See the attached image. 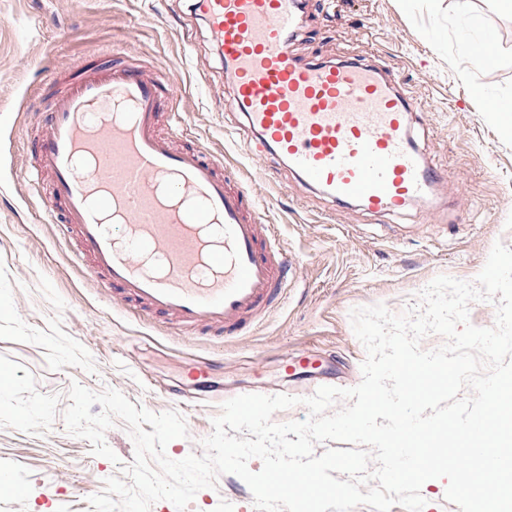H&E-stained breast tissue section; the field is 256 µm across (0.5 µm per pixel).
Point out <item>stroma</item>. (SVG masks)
I'll return each mask as SVG.
<instances>
[{"mask_svg": "<svg viewBox=\"0 0 512 512\" xmlns=\"http://www.w3.org/2000/svg\"><path fill=\"white\" fill-rule=\"evenodd\" d=\"M193 0H0V468L30 497L0 490V512H95L88 499L135 454L123 421L104 439L115 460L92 455L62 412L71 383L111 388L135 406L175 410L188 435L170 459L202 454L227 400L243 394L302 399L352 388L366 351L350 312L417 303L437 276L472 282L495 243L512 248V130L492 103H512V0H308L295 55L315 62L366 58L422 105L413 135L445 169L434 203L372 215L336 205L261 149L226 108L224 65ZM493 32V68L471 52ZM146 71L165 69L196 143L240 165L298 270L283 303L217 345L169 323L140 319L82 270L43 214L32 175L42 137L47 71L79 73L111 51ZM185 512H255L238 476L220 475Z\"/></svg>", "mask_w": 512, "mask_h": 512, "instance_id": "stroma-1", "label": "stroma"}]
</instances>
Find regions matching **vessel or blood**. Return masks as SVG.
I'll return each instance as SVG.
<instances>
[{"mask_svg": "<svg viewBox=\"0 0 512 512\" xmlns=\"http://www.w3.org/2000/svg\"><path fill=\"white\" fill-rule=\"evenodd\" d=\"M224 64L232 106L262 146L333 200L398 214L443 176L412 128L420 105L358 58L304 62L290 47L299 0H194ZM47 132L32 151L49 173L44 209L99 287L147 319L221 339L263 320L291 267L260 223L248 181L203 148H174L151 78L121 63L51 74Z\"/></svg>", "mask_w": 512, "mask_h": 512, "instance_id": "b4317fda", "label": "vessel or blood"}]
</instances>
